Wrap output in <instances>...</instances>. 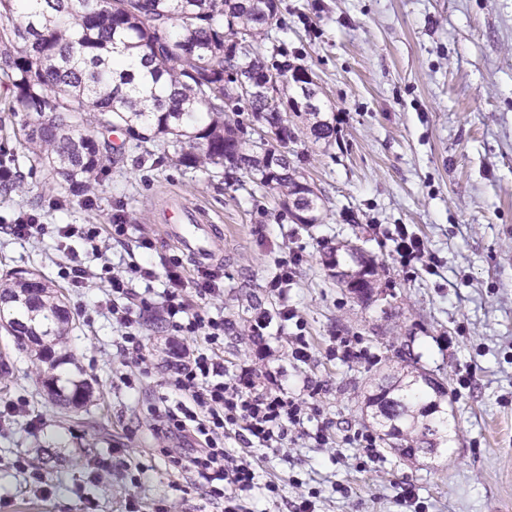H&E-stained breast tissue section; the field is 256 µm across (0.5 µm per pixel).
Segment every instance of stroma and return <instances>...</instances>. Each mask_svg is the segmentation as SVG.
Returning <instances> with one entry per match:
<instances>
[{
    "label": "stroma",
    "instance_id": "35a3bbf8",
    "mask_svg": "<svg viewBox=\"0 0 512 512\" xmlns=\"http://www.w3.org/2000/svg\"><path fill=\"white\" fill-rule=\"evenodd\" d=\"M255 48L283 54L312 76L331 142L314 141L299 118L286 154L322 199L320 224L292 222L274 191L238 169L175 164L161 141L125 137L123 160L106 169L93 205L62 196L42 171L21 163L20 188L0 191V225L35 214L45 235L18 242L0 233V278L38 270L57 281L59 224H130L126 246L107 251L124 267L137 240H154L151 262L178 253L160 230L170 195L182 196L224 231V292L210 314L230 323L227 361L277 367L303 332L315 357L288 372L291 387H319L320 421L336 434L368 430L365 398L418 358L448 389L447 448L406 460L386 441L376 456L348 444L318 448L295 439L286 454L255 465L279 487L258 512H287L313 495L316 512H512V0H281L280 22ZM420 238L423 261L401 264L399 228ZM354 241L383 268L375 301L362 303L328 271L330 248ZM302 262L288 303L302 327L258 337L250 326L274 314L267 283L290 252ZM76 324L65 375L93 398L61 412L48 401L29 350L0 329V512H221L192 476L157 451L150 406L168 374V333L147 313L152 373L118 380L119 333L97 286L67 290ZM365 358L332 359L335 339ZM39 416L41 427L26 422ZM26 457L28 472L13 463Z\"/></svg>",
    "mask_w": 512,
    "mask_h": 512
}]
</instances>
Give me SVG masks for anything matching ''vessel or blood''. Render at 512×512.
<instances>
[{"label": "vessel or blood", "mask_w": 512, "mask_h": 512, "mask_svg": "<svg viewBox=\"0 0 512 512\" xmlns=\"http://www.w3.org/2000/svg\"><path fill=\"white\" fill-rule=\"evenodd\" d=\"M161 230L197 264L214 263L224 253L223 236L196 208L180 199H173L167 211V222Z\"/></svg>", "instance_id": "1"}]
</instances>
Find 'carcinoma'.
Returning <instances> with one entry per match:
<instances>
[{
  "label": "carcinoma",
  "mask_w": 512,
  "mask_h": 512,
  "mask_svg": "<svg viewBox=\"0 0 512 512\" xmlns=\"http://www.w3.org/2000/svg\"><path fill=\"white\" fill-rule=\"evenodd\" d=\"M40 12L27 0H0V71L13 94L11 115L20 131L30 167H42L72 195L89 194L122 151L112 146V130L123 129L142 142L157 138L188 168L244 169L259 187L277 193L280 205L321 221L318 196L304 175L290 167L280 149L291 140L288 112L257 91L242 88L270 75L282 102L302 98L291 66L242 47L279 17L278 0H43ZM114 53L142 56L146 71L109 64ZM251 105L260 128L277 130L275 145L235 119L237 105ZM317 140L335 135L320 118V107L296 111ZM18 156L0 150V186L16 178ZM379 276L364 253L344 258L338 283L361 301L371 299ZM0 311L11 318L3 329L17 343L30 344L38 376L56 402L77 407L90 398L87 382L58 385L57 370L72 357L65 296L40 274L15 272L0 279ZM408 380L377 386L368 406L376 408L387 435L402 448L440 447L448 442V391L414 365Z\"/></svg>",
  "instance_id": "obj_1"
}]
</instances>
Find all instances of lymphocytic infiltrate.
Instances as JSON below:
<instances>
[{"instance_id":"1","label":"lymphocytic infiltrate","mask_w":512,"mask_h":512,"mask_svg":"<svg viewBox=\"0 0 512 512\" xmlns=\"http://www.w3.org/2000/svg\"><path fill=\"white\" fill-rule=\"evenodd\" d=\"M129 227L122 217L112 224H65L58 226L59 238L83 240L94 257L100 258L99 271H92L79 254L65 252L58 261V274L71 287H86L99 279L104 305L122 329L119 349L128 372L125 384L148 375L145 336L139 318L151 309V302L136 289L137 283H151L164 277L165 288L159 307L168 330L191 338L193 348L170 351L173 369L164 382L165 392L154 405L153 430L161 453L177 467L196 474L211 498L221 500L224 512H249L240 502L244 492L277 493L275 483L261 481L256 467L247 459L226 450L231 436L242 437L252 453L281 451L288 441L308 434L322 448L335 439L328 426L308 432L314 419L312 403L315 387L304 384L291 389L283 368L259 369L243 360L234 370L224 366L223 317L211 315L206 306L222 292L220 275L202 268L188 275L179 256L162 258L161 270L139 263L124 269L112 267L102 259L105 243H124Z\"/></svg>"}]
</instances>
